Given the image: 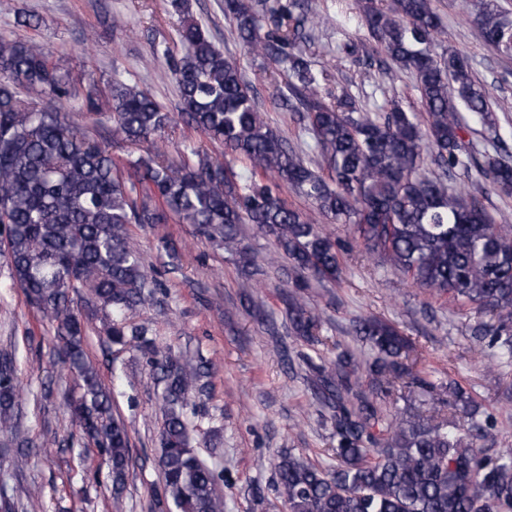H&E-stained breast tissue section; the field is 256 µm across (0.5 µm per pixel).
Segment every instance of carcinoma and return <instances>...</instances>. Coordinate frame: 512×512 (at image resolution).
<instances>
[{"label": "carcinoma", "mask_w": 512, "mask_h": 512, "mask_svg": "<svg viewBox=\"0 0 512 512\" xmlns=\"http://www.w3.org/2000/svg\"><path fill=\"white\" fill-rule=\"evenodd\" d=\"M474 7L486 40L512 52V23L494 0ZM362 8L386 58L413 71L423 112L364 111L345 90L322 97L305 54L306 30L316 25L305 0H224L247 51L286 65L287 92L278 101L312 135L315 167L260 118L239 62L195 23L179 31L182 54L170 74L184 124L223 145L222 161L196 148L175 159L158 148L136 158L112 153L150 141L171 125V113L136 85L78 80L41 45L0 40V241L29 305L55 324L59 359L78 372L71 422L105 456L117 504L131 465L129 436L111 414L110 391L85 363L72 293L109 310L107 338L147 354L163 382L159 507L225 512L220 474L191 447L188 418L215 363L186 362L156 344L148 326L126 321V311L145 305L156 287L130 224H191L237 254L250 276L264 271L248 258L240 225L255 224L274 238L277 256L291 261L301 288L310 276L339 274V245L316 220L330 217L414 284L495 316L497 324L477 333L501 342L502 356L512 359V227L446 183L449 172L476 166L512 192V165L490 153L480 164L463 142L467 113L498 132L494 109L465 55L436 52L442 26L431 0H363ZM63 101L80 102L84 122L50 109ZM427 159L435 170L424 168ZM237 161L245 171L235 170ZM284 186L313 210L285 204ZM283 302L288 335L323 344L322 310L296 292H284ZM354 331L369 344L365 359L340 347L329 360L301 355L333 422L336 466L281 454L275 491L288 512H512V448L479 446V424L472 434L452 417L384 407L403 388L433 393L439 385L405 362L408 341L392 325L365 318ZM18 397L14 360L5 353L1 436L18 434Z\"/></svg>", "instance_id": "cac0c4a2"}]
</instances>
